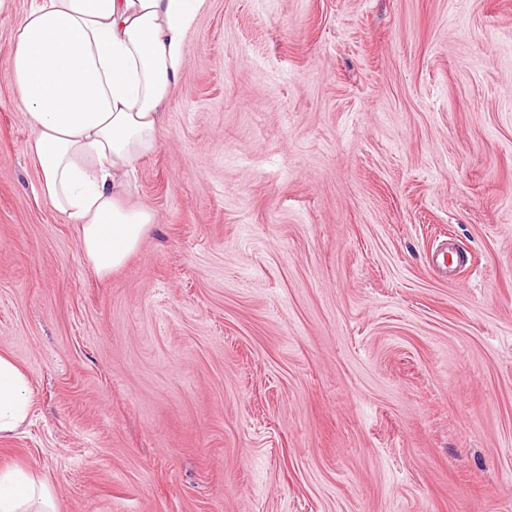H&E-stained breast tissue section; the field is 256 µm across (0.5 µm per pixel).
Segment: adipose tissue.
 <instances>
[{
  "instance_id": "adipose-tissue-1",
  "label": "adipose tissue",
  "mask_w": 512,
  "mask_h": 512,
  "mask_svg": "<svg viewBox=\"0 0 512 512\" xmlns=\"http://www.w3.org/2000/svg\"><path fill=\"white\" fill-rule=\"evenodd\" d=\"M203 0H38L17 26L7 61L32 136L39 193L78 227L100 277L124 265L154 214L123 196L157 146L186 37ZM31 384L0 354V439L26 423ZM55 490L19 468L0 470V512H56Z\"/></svg>"
}]
</instances>
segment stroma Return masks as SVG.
<instances>
[{
    "instance_id": "obj_1",
    "label": "stroma",
    "mask_w": 512,
    "mask_h": 512,
    "mask_svg": "<svg viewBox=\"0 0 512 512\" xmlns=\"http://www.w3.org/2000/svg\"><path fill=\"white\" fill-rule=\"evenodd\" d=\"M0 12V467L57 512H512V0H204L100 277ZM454 246L461 264L433 257ZM30 406L28 375L13 358L0 354V439L19 431L29 417Z\"/></svg>"
}]
</instances>
